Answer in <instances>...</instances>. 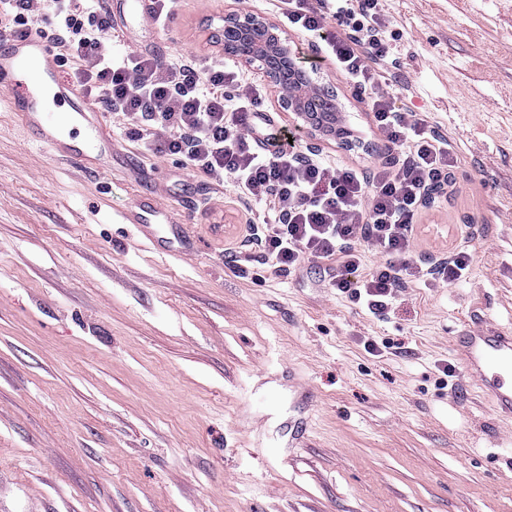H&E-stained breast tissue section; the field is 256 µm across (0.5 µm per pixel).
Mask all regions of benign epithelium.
Returning <instances> with one entry per match:
<instances>
[{
	"label": "benign epithelium",
	"mask_w": 512,
	"mask_h": 512,
	"mask_svg": "<svg viewBox=\"0 0 512 512\" xmlns=\"http://www.w3.org/2000/svg\"><path fill=\"white\" fill-rule=\"evenodd\" d=\"M224 51L261 75L280 93L281 107L297 125L309 130L317 142L326 135L346 139V129L336 124L339 106L335 90L318 76L299 69L288 32L273 21L254 14L230 11L219 30Z\"/></svg>",
	"instance_id": "obj_1"
}]
</instances>
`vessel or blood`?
Wrapping results in <instances>:
<instances>
[{"label":"vessel or blood","instance_id":"1","mask_svg":"<svg viewBox=\"0 0 512 512\" xmlns=\"http://www.w3.org/2000/svg\"><path fill=\"white\" fill-rule=\"evenodd\" d=\"M0 86L10 88L12 112L54 156L111 173L110 127L81 92L62 80L56 55L40 34L31 31L0 43ZM134 221L158 251L194 246L184 225L151 191L139 194ZM455 349L467 377L498 413L511 417L512 333L468 330L457 336Z\"/></svg>","mask_w":512,"mask_h":512}]
</instances>
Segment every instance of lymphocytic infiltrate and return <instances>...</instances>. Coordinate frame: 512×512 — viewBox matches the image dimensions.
I'll list each match as a JSON object with an SVG mask.
<instances>
[{"label": "lymphocytic infiltrate", "mask_w": 512, "mask_h": 512, "mask_svg": "<svg viewBox=\"0 0 512 512\" xmlns=\"http://www.w3.org/2000/svg\"><path fill=\"white\" fill-rule=\"evenodd\" d=\"M283 23L318 41L326 58L367 102L387 144L403 150L399 170L366 174L327 155L302 156L290 134L270 132L273 150L253 135L267 88L230 60L170 61L112 50L104 0H5L0 40L35 29L58 49L72 84L99 110L117 115L126 138L153 157L176 158L206 183L233 181L265 205L252 245L285 272L309 258L325 263L328 285L376 316L407 289L450 286L472 264L458 244L436 264L413 258L412 219L427 190L448 185L459 158L425 119L399 111L383 85L387 57L379 0H278ZM380 255L367 266L366 253Z\"/></svg>", "instance_id": "f902f5d3"}]
</instances>
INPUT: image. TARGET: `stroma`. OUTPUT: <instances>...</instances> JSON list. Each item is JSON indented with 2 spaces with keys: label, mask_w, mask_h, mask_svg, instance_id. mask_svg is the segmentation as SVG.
Here are the masks:
<instances>
[{
  "label": "stroma",
  "mask_w": 512,
  "mask_h": 512,
  "mask_svg": "<svg viewBox=\"0 0 512 512\" xmlns=\"http://www.w3.org/2000/svg\"><path fill=\"white\" fill-rule=\"evenodd\" d=\"M275 3L178 0L161 30L107 0L112 48L220 58L225 11L275 21ZM380 6L396 108L459 157L414 217L416 256L463 240L473 256L461 282L408 289L381 318L322 263L232 268L253 219L232 187L117 131L115 158L140 169L54 158L0 90V512H512V419L452 347L512 330V0ZM319 71L365 143L321 151L399 168L364 93L331 61ZM149 185L194 250L160 255L130 223Z\"/></svg>",
  "instance_id": "stroma-1"
}]
</instances>
